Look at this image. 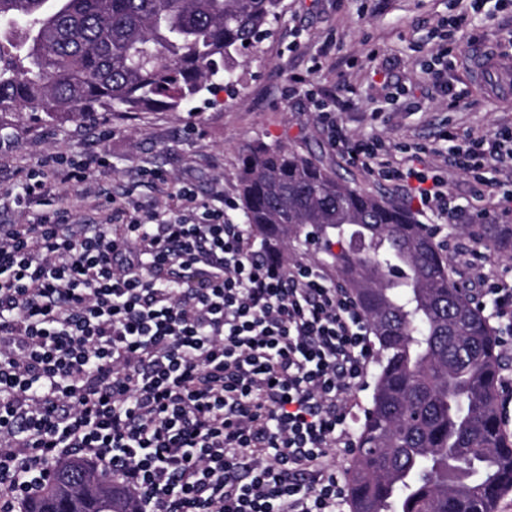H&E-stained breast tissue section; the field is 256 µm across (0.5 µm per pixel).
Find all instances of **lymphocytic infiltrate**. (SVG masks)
Segmentation results:
<instances>
[{
    "mask_svg": "<svg viewBox=\"0 0 512 512\" xmlns=\"http://www.w3.org/2000/svg\"><path fill=\"white\" fill-rule=\"evenodd\" d=\"M334 147L412 192L421 210L461 213L439 169L399 166L398 147L351 140L319 103ZM474 224L512 219V127L457 136ZM168 216L100 192L77 224L67 199L0 224V512H18L71 457L97 463L139 512H336L332 460L350 448L346 395L372 355L369 324L320 269L255 250L242 224L189 187ZM512 343V282L455 253Z\"/></svg>",
    "mask_w": 512,
    "mask_h": 512,
    "instance_id": "f902f5d3",
    "label": "lymphocytic infiltrate"
}]
</instances>
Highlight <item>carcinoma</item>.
I'll use <instances>...</instances> for the list:
<instances>
[{
    "instance_id": "cac0c4a2",
    "label": "carcinoma",
    "mask_w": 512,
    "mask_h": 512,
    "mask_svg": "<svg viewBox=\"0 0 512 512\" xmlns=\"http://www.w3.org/2000/svg\"><path fill=\"white\" fill-rule=\"evenodd\" d=\"M282 0H0V114L72 121L177 111L213 79L230 85ZM244 217L263 245L328 254L368 318L379 371L347 472L350 512H497L512 492L504 354L483 311L414 213L277 145L243 160ZM480 238L512 258V225ZM338 251H333V246ZM86 463L54 466L21 512H137Z\"/></svg>"
}]
</instances>
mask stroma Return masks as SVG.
<instances>
[{
    "mask_svg": "<svg viewBox=\"0 0 512 512\" xmlns=\"http://www.w3.org/2000/svg\"><path fill=\"white\" fill-rule=\"evenodd\" d=\"M271 37L238 71L235 92L216 90L172 112L158 108L89 124L80 120L34 125L14 114L0 117V191L36 176L39 160L55 155L77 161L107 153L110 167L82 190L107 188L132 195L143 210L178 203L181 186L199 199L238 201L237 173L246 150L281 143L321 159L362 189L410 205L405 191L374 178L333 148L329 131L309 90L333 94L330 105L355 139L434 147L435 165L448 180L458 205L473 210L467 176L453 158L456 145L443 140L448 129L479 134L512 124V106L479 87L465 60L473 51L471 28L512 56V7L485 0L470 13L451 47L458 60L450 80L461 95L449 108L419 67L428 37L451 8L468 10L469 0H284ZM162 172L149 180L148 172Z\"/></svg>",
    "mask_w": 512,
    "mask_h": 512,
    "instance_id": "1",
    "label": "stroma"
}]
</instances>
